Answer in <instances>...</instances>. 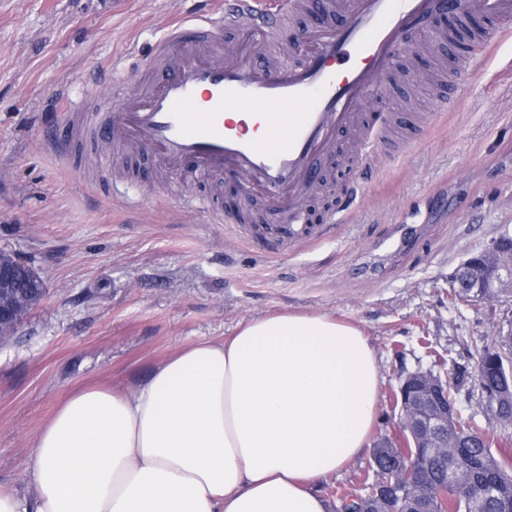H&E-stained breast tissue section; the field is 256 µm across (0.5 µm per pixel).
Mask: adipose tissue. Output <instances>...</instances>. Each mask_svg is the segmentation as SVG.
<instances>
[{
  "label": "adipose tissue",
  "mask_w": 512,
  "mask_h": 512,
  "mask_svg": "<svg viewBox=\"0 0 512 512\" xmlns=\"http://www.w3.org/2000/svg\"><path fill=\"white\" fill-rule=\"evenodd\" d=\"M381 375L355 326L278 313L71 394L0 512H332L318 487L369 444Z\"/></svg>",
  "instance_id": "ef3b65f1"
}]
</instances>
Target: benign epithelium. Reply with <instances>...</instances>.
<instances>
[{
	"mask_svg": "<svg viewBox=\"0 0 512 512\" xmlns=\"http://www.w3.org/2000/svg\"><path fill=\"white\" fill-rule=\"evenodd\" d=\"M470 274L455 275L452 287L463 288L476 296L485 290L512 295V236L503 235L492 241L480 255L467 264ZM40 276L22 257L0 250V344L16 334L31 310L40 302L24 289ZM495 364L502 368L504 382L492 391L478 388L480 399L495 407L512 406V336H506L491 353ZM448 375L435 367L418 368L407 373L395 394L400 408L396 435L389 444L376 445L375 455L389 456L398 461L392 479L382 481L376 499L369 505L340 501L333 512H380L387 501L399 496L421 502L439 498L445 488L432 478L420 464L421 458L446 460L466 453L469 445L452 434L455 410L448 405ZM452 481L467 493L478 488L477 477L459 471Z\"/></svg>",
	"mask_w": 512,
	"mask_h": 512,
	"instance_id": "obj_1",
	"label": "benign epithelium"
}]
</instances>
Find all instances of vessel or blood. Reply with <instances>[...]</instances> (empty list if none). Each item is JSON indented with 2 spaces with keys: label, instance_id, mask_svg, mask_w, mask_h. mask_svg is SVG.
Listing matches in <instances>:
<instances>
[{
  "label": "vessel or blood",
  "instance_id": "vessel-or-blood-1",
  "mask_svg": "<svg viewBox=\"0 0 512 512\" xmlns=\"http://www.w3.org/2000/svg\"><path fill=\"white\" fill-rule=\"evenodd\" d=\"M292 8L291 0H273L263 10L256 0H224L222 18L202 13L176 24L156 45L165 56L161 78L135 100L106 101L91 114L66 106L55 124V150L71 159L70 119L77 116L91 143L116 139L172 169L231 172L277 218L267 234L285 249L311 236L303 199L317 188L337 131L358 126L361 108L392 74L409 33H434L448 13L491 18L472 52L456 59L452 94L512 35V0H327L334 21L305 30L309 50L291 64L267 48ZM226 28L256 33L262 44L226 46ZM240 111L248 121L228 120ZM252 121L262 135L250 134Z\"/></svg>",
  "mask_w": 512,
  "mask_h": 512
}]
</instances>
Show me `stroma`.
Instances as JSON below:
<instances>
[{"label": "stroma", "instance_id": "stroma-1", "mask_svg": "<svg viewBox=\"0 0 512 512\" xmlns=\"http://www.w3.org/2000/svg\"><path fill=\"white\" fill-rule=\"evenodd\" d=\"M211 6L0 0V250L27 258L46 288L0 345L1 485L21 486L36 432L77 389L136 387L177 350L265 315L324 313L365 333L383 376L376 439L398 429L402 378L430 364L420 337L461 377L464 400L477 395L478 352L512 332V299L488 308L450 298L456 266L512 233V78H487L512 70V39L441 112L448 45L409 34L402 70L363 109L360 136L375 152L361 167L335 142L330 163L343 176L312 200L323 225L285 251L223 222V174L204 180L153 163L131 177L109 148L102 162L65 167L46 145L59 109L133 98L134 86L113 81V62L150 81L146 59L173 22ZM402 112L431 121L385 143L386 121ZM198 197L208 209L187 208Z\"/></svg>", "mask_w": 512, "mask_h": 512}]
</instances>
